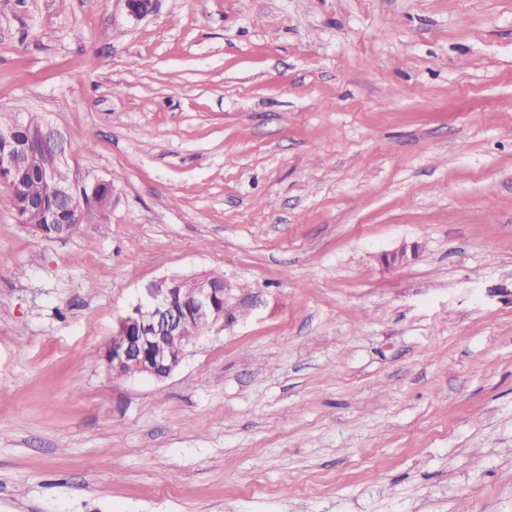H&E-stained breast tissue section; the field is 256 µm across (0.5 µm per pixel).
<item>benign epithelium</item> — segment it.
<instances>
[{
    "instance_id": "1",
    "label": "benign epithelium",
    "mask_w": 512,
    "mask_h": 512,
    "mask_svg": "<svg viewBox=\"0 0 512 512\" xmlns=\"http://www.w3.org/2000/svg\"><path fill=\"white\" fill-rule=\"evenodd\" d=\"M124 2L135 18L149 15L155 5V0ZM65 165L64 139L47 123L17 115L10 126L0 128V186L8 190L15 209H37L49 224L62 212L82 221L88 209H100V193L105 190L110 196L112 188L104 181L91 186H79L71 180L59 182L57 173ZM26 173L51 186V202L26 194L21 183ZM417 254V244H404L382 260L390 267L400 266ZM230 290L223 278L209 275L172 276L147 283L137 302L117 323L104 352L108 370L114 376L134 372L157 380L169 377L197 341L188 334L187 324L224 318Z\"/></svg>"
}]
</instances>
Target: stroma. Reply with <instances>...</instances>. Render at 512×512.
I'll return each instance as SVG.
<instances>
[{
    "mask_svg": "<svg viewBox=\"0 0 512 512\" xmlns=\"http://www.w3.org/2000/svg\"><path fill=\"white\" fill-rule=\"evenodd\" d=\"M0 110L112 184L64 239L0 187V512H512V0H0ZM231 286L221 277H165L141 288L120 317L104 359L112 376L169 377L209 323L224 318ZM203 319V320H199ZM199 320L197 322H193ZM191 336L187 332V324Z\"/></svg>",
    "mask_w": 512,
    "mask_h": 512,
    "instance_id": "35a3bbf8",
    "label": "stroma"
}]
</instances>
